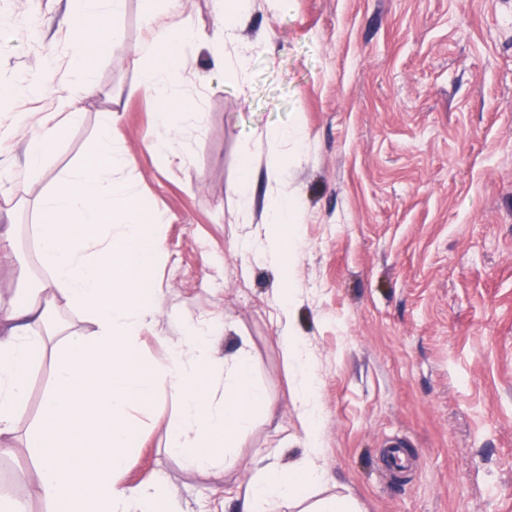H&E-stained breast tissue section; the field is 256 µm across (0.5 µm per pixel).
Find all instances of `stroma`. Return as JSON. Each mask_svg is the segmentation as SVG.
<instances>
[{
	"label": "stroma",
	"instance_id": "stroma-1",
	"mask_svg": "<svg viewBox=\"0 0 512 512\" xmlns=\"http://www.w3.org/2000/svg\"><path fill=\"white\" fill-rule=\"evenodd\" d=\"M0 124L49 113L70 91L69 0H0ZM162 21L154 0H128L124 47L97 68V96L47 155L38 195L83 160L101 113L119 115L129 180L164 211L165 294L146 355L161 360L203 313L222 318L219 354L246 346L273 411L256 409L224 470L189 467L168 446L170 398L134 411L124 480L162 479L189 512H235L257 458L302 457L295 384L279 345L275 299L294 288L293 324L315 363L323 404L320 498L357 512H512V0H250L235 49L250 66L212 75L188 49L184 89L205 114L185 161L151 154L152 100L129 53ZM55 63L46 95L18 100L23 78ZM299 127L285 178L267 182L266 135ZM255 157V204L243 212V156ZM300 205V249L281 266L235 253L281 192ZM53 379L35 362L18 417L35 420ZM403 451L393 465L388 451ZM32 459L0 457V490L48 512Z\"/></svg>",
	"mask_w": 512,
	"mask_h": 512
}]
</instances>
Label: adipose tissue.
I'll return each mask as SVG.
<instances>
[{
    "label": "adipose tissue",
    "instance_id": "adipose-tissue-1",
    "mask_svg": "<svg viewBox=\"0 0 512 512\" xmlns=\"http://www.w3.org/2000/svg\"><path fill=\"white\" fill-rule=\"evenodd\" d=\"M173 22L151 25L131 54L141 68L140 90L156 112L158 135L150 144L159 157L182 156L185 127L202 124L204 114L181 92L185 81L184 49L204 40L212 73H240L244 54L225 53L244 12V0H213L217 28L202 38L183 0H160ZM73 83L42 120L14 113L0 125V141L30 130L25 166L15 171L9 154L0 153V169L11 177L0 183V255L15 247L16 198L38 176L50 148L66 126L81 118L82 100L96 96L99 59L123 46L124 34L114 20L127 0H70ZM117 113L101 115V128L90 156L56 176L31 203L32 249L41 270L36 287L21 285L0 299V455L11 453L18 411L26 400L34 362L49 358L53 384L38 417L27 431V449L36 461L35 476L51 512H185L162 481L124 483L126 447L132 433L131 413L162 394L178 412L170 446L186 463L210 471L221 468L237 436L252 423L257 407H269L250 375V355L238 348L217 358L215 316L198 318L182 343L166 359L144 357L140 338L151 329L154 306L163 288L157 274L165 254L163 214L147 212L136 200L123 173L135 160L123 152L116 134ZM299 205L283 196L265 210L263 237L243 242L239 250L253 260L282 264L295 253V236L283 226L296 224ZM82 312L93 331L84 335L55 330L49 316L60 305ZM293 293L283 286L279 297V341L285 361L295 371L299 416L306 428L304 455L282 471L274 455L257 460L248 489L238 501L240 512H279L283 505H303V512H354L345 499L312 500L328 480L319 466L322 406L315 370L292 323Z\"/></svg>",
    "mask_w": 512,
    "mask_h": 512
}]
</instances>
